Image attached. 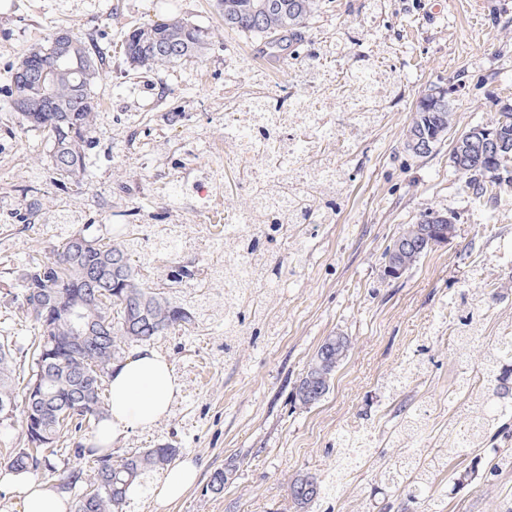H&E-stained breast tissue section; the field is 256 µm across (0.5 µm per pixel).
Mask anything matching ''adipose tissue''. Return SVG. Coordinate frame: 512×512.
<instances>
[{
	"label": "adipose tissue",
	"instance_id": "ef3b65f1",
	"mask_svg": "<svg viewBox=\"0 0 512 512\" xmlns=\"http://www.w3.org/2000/svg\"><path fill=\"white\" fill-rule=\"evenodd\" d=\"M110 388L109 412L96 439L102 448L127 431L152 427L164 417L178 391V381L165 356L142 349L113 365ZM196 478L197 468L191 460L177 461L156 486V503L163 507L179 499ZM14 480L22 495L21 512H69L64 495L24 474L15 475Z\"/></svg>",
	"mask_w": 512,
	"mask_h": 512
}]
</instances>
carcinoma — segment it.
Returning <instances> with one entry per match:
<instances>
[{
  "mask_svg": "<svg viewBox=\"0 0 512 512\" xmlns=\"http://www.w3.org/2000/svg\"><path fill=\"white\" fill-rule=\"evenodd\" d=\"M278 8L269 13L263 23L256 21L258 0H217V8L224 16V26L232 31L262 37L273 47L302 40L301 29L315 11V0H277ZM53 31L46 42L31 49L17 63L14 71L23 68L37 69L46 74L43 86L20 81L11 82V98L28 100L33 111L21 113L22 122L40 130L52 143L50 162L57 174L64 179L78 177L85 170L86 150L90 145L88 133L95 124L100 103L94 91L97 79L106 65L107 54L96 45L69 35L70 58H57ZM210 33L184 19L173 17L143 23L128 31L122 41L123 53L136 69H150L158 64H176L196 57L209 45ZM172 46L174 54H159L156 46ZM451 102L438 107L429 94L416 102L415 112L408 133L434 137L449 123ZM501 138L512 141V112H501L489 123ZM472 188L476 198L493 200L497 192L512 186V151L496 161L485 160L478 167L471 165L459 170ZM424 215L416 224H409L400 235H412L427 230L437 233L439 224ZM82 232H75L62 240L53 256L30 264L22 275L24 305L27 316L34 321L38 336L31 345L32 361L29 380L22 393L13 386L11 342L0 338V403L21 400L23 423L37 426L42 444L36 448H21L11 457L9 467L16 473H29L40 468L53 469L51 458L59 452L62 434L75 436L99 423L106 415L104 403L106 380L112 376V364L123 359L125 349L144 346L164 336L176 326L192 321V314L182 306L147 284L143 272L151 268L154 259L141 253L135 243L127 240L112 243L102 238H88V246L72 251V242ZM270 242L258 241L250 246L253 272L258 278L273 273L269 259ZM119 254L126 259L121 272L122 281L112 283V277L94 284V276L108 269L112 256ZM103 288L107 294L99 301L93 292ZM495 294L482 296L461 317L463 331L454 337L455 349H464L477 329L479 313ZM81 302L80 310L88 318L105 324L112 341L106 345L90 344L74 350L69 337L72 331L65 307ZM512 336H504L491 345L477 364L481 385L473 391L467 381H459L455 396L472 401L464 429L455 446L457 456H466L482 447L490 431L500 420L497 409L512 406ZM46 386L45 399L57 394H77L85 400L88 409L58 419L53 408L29 396L38 380ZM426 423L421 414L407 412L395 430L398 440L414 439L423 434ZM77 455L91 457L90 475L83 471L68 477L66 488L86 483L82 488L83 499L77 502L76 512H119L131 490L148 471L165 469L176 457L179 449L170 445L144 448L112 459V453L99 454L82 443L76 445ZM360 453L347 448L336 463V483H341L350 466ZM433 459L421 460L409 455L396 461L388 476L405 483L408 495L426 497L430 491V469ZM317 489L300 499L295 507L305 509L328 497L329 486L325 480L315 478Z\"/></svg>",
  "mask_w": 512,
  "mask_h": 512,
  "instance_id": "carcinoma-1",
  "label": "carcinoma"
}]
</instances>
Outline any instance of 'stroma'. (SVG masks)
<instances>
[{
    "mask_svg": "<svg viewBox=\"0 0 512 512\" xmlns=\"http://www.w3.org/2000/svg\"><path fill=\"white\" fill-rule=\"evenodd\" d=\"M291 56L225 30L216 0H0V337H10L17 376L35 338L21 276L67 235L119 243L133 238L154 255L146 278L163 284L171 266L194 278L167 294L193 316L151 348L172 362L181 384L169 414L133 430L113 455L171 444L199 468L193 487L158 508L147 473L123 512H295L289 483L301 472L328 475L336 438L367 436L377 453L361 458L334 496L308 512H500L512 499V469L486 476L493 450L512 452V413L476 455L445 456L428 501L408 500L400 484L379 479L382 459L448 445L450 424L467 403L448 394L465 369L450 345L472 297L499 292L468 349L479 362L497 337L512 336V188L494 202L475 200L449 156L469 127L512 105V0H318ZM179 15L212 38L199 57L136 70L122 50L135 25ZM57 28L94 41L109 57L97 81L102 104L92 127L81 184L61 180L51 143L24 128L7 92L10 71ZM375 71L384 85L378 120L344 148L326 150L342 197L325 223L289 228L277 246L278 277L258 282L266 301L243 341L224 351V203L245 205L252 162L224 143V115L255 99L292 101L316 84L328 125L352 119L355 75ZM448 91L453 124L432 156L405 147L417 99ZM428 211L452 214L457 233L398 279L383 275L384 253L404 225ZM350 340L327 396L305 409L293 388L325 336ZM422 373L391 392L407 363ZM420 411L429 431L399 443L400 406ZM20 416L0 422V512H20L9 481L10 456L25 447ZM232 468L222 492L211 475ZM468 474L454 485L455 472Z\"/></svg>",
    "mask_w": 512,
    "mask_h": 512,
    "instance_id": "1",
    "label": "stroma"
}]
</instances>
